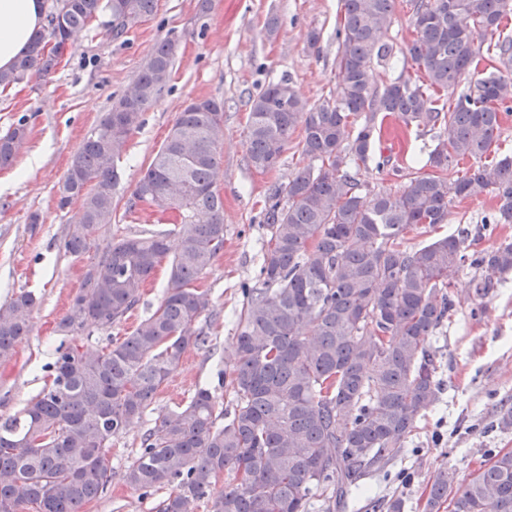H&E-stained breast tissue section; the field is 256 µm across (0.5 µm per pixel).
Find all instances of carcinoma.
<instances>
[{
    "instance_id": "carcinoma-1",
    "label": "carcinoma",
    "mask_w": 512,
    "mask_h": 512,
    "mask_svg": "<svg viewBox=\"0 0 512 512\" xmlns=\"http://www.w3.org/2000/svg\"><path fill=\"white\" fill-rule=\"evenodd\" d=\"M46 23L29 52L0 72V90L51 75L72 34L107 11L114 39L144 22L157 0H48ZM336 30L339 92L311 104L283 77L248 97V162L275 168L299 129L302 154L320 162L283 187L268 186L259 224L265 229L257 282L241 288L229 367L232 399L219 407L200 388L158 416L123 473L130 488L173 490L157 512H336L358 482L405 448L439 401L442 382L429 340L455 307L452 288L464 265L475 269L473 296L512 273V240L468 253V233L406 245L408 232L448 223L455 200L496 199L493 224H512V154L488 165L502 114L512 110V39L488 40L512 14V0H411L415 38L407 52L424 70L418 84L400 76L380 89L371 72L393 46L382 41L395 0H341ZM178 39L160 41L133 85L112 102L73 156L59 207L80 202L64 239L80 257L97 246L116 217L118 163L146 109L168 89ZM488 54L500 68L485 76L475 61ZM451 96L453 103L441 98ZM406 127L439 128L428 155L431 174L408 173L399 192L362 189L352 169L374 158L376 118ZM21 118L0 134V168L13 165L28 137ZM224 139V103L183 105L164 144L128 195L134 213L169 201L180 227L110 243L86 271L58 328L75 343L56 350L52 382L19 413L0 416V512H81L112 483V439L154 404L185 352L208 343L198 326L212 307L197 281L224 251V197L213 172ZM463 159L476 165L448 178ZM169 277L157 309L123 338L86 349L76 340L125 320L163 262ZM38 304L31 291L0 305V360L30 332ZM224 473V488L216 478ZM512 512V450L494 454L467 482L453 485L448 467L434 474L426 512Z\"/></svg>"
}]
</instances>
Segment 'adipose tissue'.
Returning a JSON list of instances; mask_svg holds the SVG:
<instances>
[{
  "mask_svg": "<svg viewBox=\"0 0 512 512\" xmlns=\"http://www.w3.org/2000/svg\"><path fill=\"white\" fill-rule=\"evenodd\" d=\"M46 0H0V70L7 72L44 25Z\"/></svg>",
  "mask_w": 512,
  "mask_h": 512,
  "instance_id": "obj_1",
  "label": "adipose tissue"
}]
</instances>
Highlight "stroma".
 I'll return each instance as SVG.
<instances>
[{
  "label": "stroma",
  "mask_w": 512,
  "mask_h": 512,
  "mask_svg": "<svg viewBox=\"0 0 512 512\" xmlns=\"http://www.w3.org/2000/svg\"><path fill=\"white\" fill-rule=\"evenodd\" d=\"M271 15L278 19V30L270 37L265 22ZM340 19V0H213L204 15L198 0H158L153 16L117 40L106 32L109 14H99L75 35L74 49L65 53L48 82L23 81L0 93V134L22 117L29 126L28 140L14 164L0 169V303L20 291L40 298L29 335L17 343L11 359L0 361L3 417L22 409L49 385L48 367L56 348L71 342L57 324L101 248L124 236L162 229L151 211L121 214L101 230L97 249L78 258L64 251L62 240L78 207L58 208V191L88 131L136 80L153 46L167 36L179 40L169 88L147 109L143 125L129 138L121 160L123 187H133L187 100L213 97L224 103L223 161L215 177L224 197V250L200 280L212 300V318L200 322L209 328L210 342L186 352L179 369L160 389L152 411L113 441L110 489L85 505L83 512H154L165 490L145 496L122 480L138 455L143 434L154 426L158 414L177 409L199 387L215 389L220 405L230 402V391L220 384L218 374L230 352L242 304L240 286L255 283L259 274L264 229L258 214L264 193L271 184H287L297 169L311 163L298 149L300 136L295 133L276 168L261 172L251 167L247 100L284 76L309 102L335 97ZM313 29L321 34L316 54L306 49ZM383 39L393 44L394 53L387 65L375 67V86H384L402 73L417 75L407 54L413 39L408 0H396L393 23ZM436 136L433 130L408 129L384 119L375 149L390 157L391 167L381 172L371 166L360 168L358 180L377 193L397 192L402 173L422 171ZM397 167L402 170L398 176L393 173ZM493 206L488 195L454 202L439 232L409 233L408 244L420 247L435 234L460 228L468 230V241L478 251L503 238L512 239V224H485ZM34 214L39 217L35 224L30 221ZM474 274L469 267L459 273L454 288L458 303L430 339L443 382L439 403L418 422L401 454L364 479L348 512H382L381 502L394 495L403 498L404 512H424L439 466H447L459 485L490 455L512 449V427L505 429L499 423L502 414L512 410V274L481 300L470 291ZM166 282L165 270H158L123 323L94 332L89 347H102L107 337L131 332L157 308Z\"/></svg>",
  "instance_id": "35a3bbf8"
}]
</instances>
